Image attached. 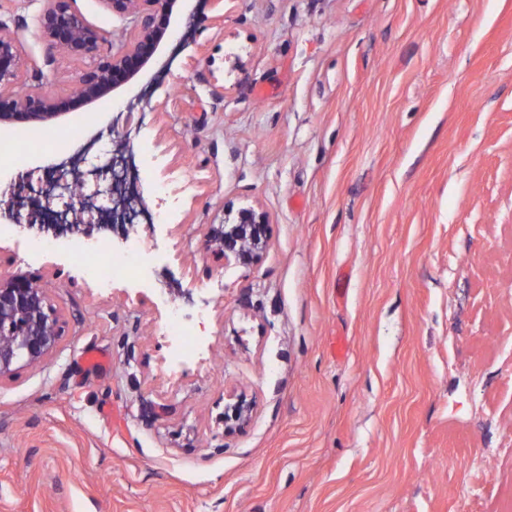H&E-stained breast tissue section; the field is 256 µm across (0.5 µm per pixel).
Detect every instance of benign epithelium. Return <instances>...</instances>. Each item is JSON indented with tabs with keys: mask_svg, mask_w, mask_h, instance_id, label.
<instances>
[{
	"mask_svg": "<svg viewBox=\"0 0 512 512\" xmlns=\"http://www.w3.org/2000/svg\"><path fill=\"white\" fill-rule=\"evenodd\" d=\"M113 16L135 17L133 39L117 51L101 52L107 34L91 26L74 9L73 0H44L34 18L35 32L53 50L88 61L71 95L59 97L22 80L23 46L0 24V128L25 125L38 129L53 124L69 104L104 101L111 92L131 81L153 58L171 27L175 0H99ZM112 230L124 229L130 217L124 212L143 204L141 197L122 195L113 200ZM32 225L34 216L13 195L0 193V219ZM268 217L253 210L239 212L233 224L211 228L207 246L224 258L244 264L259 258L267 237ZM61 336L59 318L47 302L44 288L34 279L14 275L0 277V377L24 359L39 366Z\"/></svg>",
	"mask_w": 512,
	"mask_h": 512,
	"instance_id": "benign-epithelium-1",
	"label": "benign epithelium"
}]
</instances>
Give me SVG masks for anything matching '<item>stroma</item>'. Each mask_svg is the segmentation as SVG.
Listing matches in <instances>:
<instances>
[{"mask_svg": "<svg viewBox=\"0 0 512 512\" xmlns=\"http://www.w3.org/2000/svg\"><path fill=\"white\" fill-rule=\"evenodd\" d=\"M42 7L7 0L0 22L25 83L63 97L85 63L37 37ZM174 11L193 42L67 107L51 150L8 135L7 178L106 135L145 156L144 202L172 206L161 233L129 229L148 290L99 287L40 228L0 234V276L39 278L61 326L45 364L0 377V512H512V0ZM247 208L269 230L242 265L205 241ZM176 305L205 340L180 365Z\"/></svg>", "mask_w": 512, "mask_h": 512, "instance_id": "stroma-1", "label": "stroma"}]
</instances>
